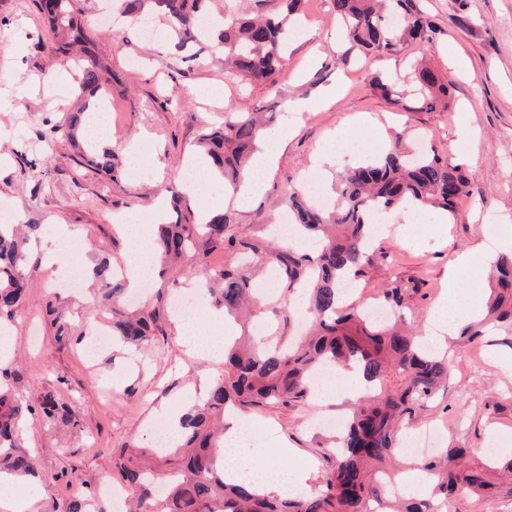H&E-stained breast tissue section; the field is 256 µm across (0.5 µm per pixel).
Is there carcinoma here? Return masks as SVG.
<instances>
[{
  "label": "carcinoma",
  "instance_id": "cac0c4a2",
  "mask_svg": "<svg viewBox=\"0 0 512 512\" xmlns=\"http://www.w3.org/2000/svg\"><path fill=\"white\" fill-rule=\"evenodd\" d=\"M77 0H41L40 11L55 37L54 51L68 56L73 47L84 54L82 84L99 86L95 40L81 26ZM121 14L138 19L156 15L182 48L200 40L198 21L209 0H115ZM301 0H287L286 13L254 19L226 14L215 21L207 43L224 63V74L272 87L286 64L285 47L291 36L290 16ZM337 17L345 24L352 47L364 54H396L413 41L430 42L436 34L432 20L415 0H333ZM371 84L384 98L403 105L404 93L388 78L373 76ZM415 99L426 110L448 108L450 83L431 67L418 69ZM264 137L256 112L234 107L224 111V124L209 126L196 146L225 189L238 193L252 167ZM466 180L460 166L435 150L411 153L400 135L372 161L343 171L330 205L317 206L306 199L302 187L288 191V213L298 234L317 243L305 251L292 243H279L262 233H252L233 223L227 211L204 212L179 185L162 192L169 195L172 219L158 225L152 243L155 261L164 266L173 259L185 261L224 319L240 327V334L224 340V373L209 386L202 402L179 418L180 436L165 451L169 471L159 475L137 458L153 448H135L120 465L130 491L133 512H449L458 494L480 506L496 495L512 498V456L468 462L470 449L454 446L440 454L413 461L412 468L425 478L430 498L400 492L406 468L392 466L400 452L401 425L431 403L451 375L454 360L447 350L430 353L416 334L408 316L409 298L418 284L393 281L378 299L391 317L384 323L366 318L345 305L340 287L347 278L360 280L378 260L387 258L382 241L372 240L368 208L380 211L408 201L434 204L452 214ZM22 234L14 224H0V326L18 315L37 262L27 250L38 224L25 225ZM230 256L224 266L202 264L212 252ZM260 262L278 272L283 292H306L311 321L308 332L289 339L269 333L256 341L250 331L259 316L258 302L246 296L247 280L239 267ZM107 255L87 270L91 305L124 346L140 347L165 333L167 314L161 298L131 314L126 311L122 279L113 272ZM47 315L58 341L77 335L78 325L63 303L50 300ZM505 325L512 330V254H504L493 267L487 300L478 320L465 326L460 339L481 341L484 329ZM350 367L365 381V391L351 402L345 433L332 451L323 482L286 499L273 497L255 486L229 484L220 467L224 448V415L230 410H250L270 403H301L310 395L308 381L322 367ZM34 408L0 385V473L33 476L36 462L22 450L20 426ZM40 415L47 422L66 420L67 403L45 399Z\"/></svg>",
  "mask_w": 512,
  "mask_h": 512
}]
</instances>
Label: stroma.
Listing matches in <instances>:
<instances>
[{
  "label": "stroma",
  "mask_w": 512,
  "mask_h": 512,
  "mask_svg": "<svg viewBox=\"0 0 512 512\" xmlns=\"http://www.w3.org/2000/svg\"><path fill=\"white\" fill-rule=\"evenodd\" d=\"M438 32L430 43H415L393 55L363 56L344 38L333 0H303L300 20L313 28L288 47L285 68L273 87L227 78L223 66L198 45L175 50L135 28L113 25L101 0H79L82 15L98 37L99 56L112 82V123L104 147L112 151L111 171L81 164L68 139L47 143L49 128L85 103L81 71L48 44L35 0H0V203L17 217L62 237L39 238L36 252L62 251L79 266L107 248L118 261L136 243L117 231L116 220L145 221L158 205L162 186L179 181L194 144L207 124L220 123L224 110L269 111L266 138L292 123L278 164L262 193L247 205L229 200L220 182L205 180L193 197L205 209H229L234 223L270 224L285 208L290 186L302 183L325 153L320 182L331 189L346 158L359 161L380 152L398 133L409 144L425 142L450 153L458 125L470 121L478 138L462 146L465 195L448 223L435 225V208L420 210L413 223H395L383 239L387 264L370 270L365 284L378 291L408 277L422 284L420 334L432 331L431 314L448 294V272L458 254L478 244L512 236V0H419ZM426 57L451 83L448 110L403 109L380 96L370 74L396 78L411 89L412 59ZM465 60L467 71L455 68ZM34 286L10 329L0 366L6 382L29 404L45 396L71 407L66 423L47 425L39 412L26 415L21 443L36 461L39 477L14 482L27 496L29 512H58L75 496L92 497L112 512L105 487H121L120 456L152 443L155 420L171 409L199 400L224 368L223 356L196 354L176 325L143 349L121 346L88 359L84 343H57L45 315L50 296L69 297L65 273L40 265ZM455 368L422 424L439 426L446 441L512 453V336L494 333L479 345L459 348ZM347 411L346 398L310 396L299 405L269 404L238 416L255 424L254 438L241 448L245 459L275 457L281 446L288 469L308 468L307 487L320 485L333 436L323 418Z\"/></svg>",
  "instance_id": "obj_1"
}]
</instances>
